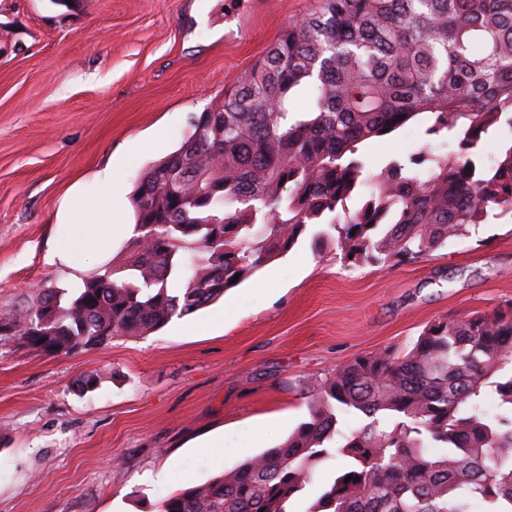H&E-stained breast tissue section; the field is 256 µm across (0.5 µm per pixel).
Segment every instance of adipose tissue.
<instances>
[{"label": "adipose tissue", "instance_id": "ef3b65f1", "mask_svg": "<svg viewBox=\"0 0 512 512\" xmlns=\"http://www.w3.org/2000/svg\"><path fill=\"white\" fill-rule=\"evenodd\" d=\"M69 209L73 212H86L89 220L84 224L59 225L46 254L48 264L52 265L59 261L72 264L81 257L91 260L108 255L114 239L132 232L131 226L127 224L95 223L96 211L87 207L84 196H74Z\"/></svg>", "mask_w": 512, "mask_h": 512}]
</instances>
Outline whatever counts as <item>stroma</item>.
Wrapping results in <instances>:
<instances>
[{"mask_svg": "<svg viewBox=\"0 0 512 512\" xmlns=\"http://www.w3.org/2000/svg\"><path fill=\"white\" fill-rule=\"evenodd\" d=\"M322 0H0V317L98 265L48 264L66 200L117 171L135 221L148 167ZM411 124L366 146L373 171L418 152ZM512 301V224L493 219L414 262L345 268L303 235L223 300L74 355L0 336V512H159L281 444L302 388L428 324ZM90 372L99 388L78 389ZM177 471H170V461Z\"/></svg>", "mask_w": 512, "mask_h": 512, "instance_id": "stroma-1", "label": "stroma"}]
</instances>
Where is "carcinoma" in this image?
<instances>
[{
  "label": "carcinoma",
  "mask_w": 512,
  "mask_h": 512,
  "mask_svg": "<svg viewBox=\"0 0 512 512\" xmlns=\"http://www.w3.org/2000/svg\"><path fill=\"white\" fill-rule=\"evenodd\" d=\"M420 121L450 150L427 143L367 169L366 145ZM501 122L512 127V0H323L149 166L128 260L71 292L40 286L24 313L0 317V336L19 325L25 346L58 356L149 335L217 302L234 275L248 279L316 224L326 228L314 249L332 244L347 267L414 261L512 216V145L482 164L483 137ZM509 361L512 302L438 320L402 353L311 381L309 420L284 443L168 496L161 512H288L338 456L347 470L305 512H470L474 500L512 512V376L499 378ZM356 414L348 436L344 417Z\"/></svg>",
  "instance_id": "carcinoma-1"
}]
</instances>
